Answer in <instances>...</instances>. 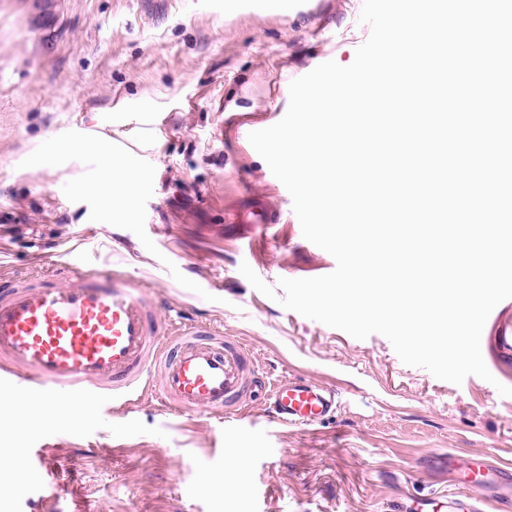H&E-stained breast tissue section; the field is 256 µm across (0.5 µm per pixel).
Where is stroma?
<instances>
[{
    "label": "stroma",
    "instance_id": "1",
    "mask_svg": "<svg viewBox=\"0 0 512 512\" xmlns=\"http://www.w3.org/2000/svg\"><path fill=\"white\" fill-rule=\"evenodd\" d=\"M363 0L309 11L215 0H0V269L85 248L99 268L148 281L165 311L221 325L274 379L336 386L320 430L271 420L264 398L226 417H179L143 399L78 434L56 422L20 435L0 409V456L52 455L55 477L0 494V512H385L429 492L469 496L447 454L512 463V298L481 335L491 380L456 385L405 365L380 334L359 340L285 309L267 284L332 272L306 240L285 186L248 140L282 119L291 82L352 63L370 35ZM148 175L107 222L91 142ZM265 207L271 224H251ZM233 450L240 475L228 473Z\"/></svg>",
    "mask_w": 512,
    "mask_h": 512
}]
</instances>
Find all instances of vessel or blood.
Instances as JSON below:
<instances>
[{"label": "vessel or blood", "instance_id": "b4317fda", "mask_svg": "<svg viewBox=\"0 0 512 512\" xmlns=\"http://www.w3.org/2000/svg\"><path fill=\"white\" fill-rule=\"evenodd\" d=\"M65 278L17 277L0 282V392L81 428L101 401L116 413L152 396L164 409L221 413L250 401L262 380L249 348L209 324L160 315L147 285L124 273L57 257ZM340 403L338 390L295 380L276 384L273 419L318 429ZM19 482L34 471L56 474L53 460L23 448L11 458ZM464 483L498 484L512 500V465L474 467Z\"/></svg>", "mask_w": 512, "mask_h": 512}]
</instances>
